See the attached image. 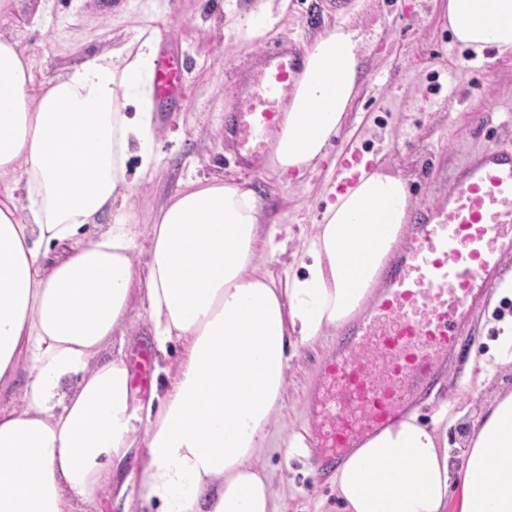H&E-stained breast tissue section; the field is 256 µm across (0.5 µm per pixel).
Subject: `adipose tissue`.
Returning a JSON list of instances; mask_svg holds the SVG:
<instances>
[{
  "instance_id": "obj_1",
  "label": "adipose tissue",
  "mask_w": 512,
  "mask_h": 512,
  "mask_svg": "<svg viewBox=\"0 0 512 512\" xmlns=\"http://www.w3.org/2000/svg\"><path fill=\"white\" fill-rule=\"evenodd\" d=\"M444 16L465 48L512 55V0H447ZM152 58L141 37L37 85L0 36V387L28 370L22 407L0 412V512H98L99 490L129 457L117 492L125 512H278L257 453L278 422L288 348L360 312L406 234L408 181L374 164L327 202L281 284L263 258L282 245L245 181L183 182L148 227L146 267L134 262L136 225L88 235L132 196L130 155L139 179L157 169ZM361 58L347 19L306 49L266 162L277 178L326 159ZM54 244L68 250L49 265ZM137 302L156 350L183 349L139 442L128 370L100 358ZM447 446L413 415L367 439L334 475L342 512H512V391L482 407L455 482Z\"/></svg>"
}]
</instances>
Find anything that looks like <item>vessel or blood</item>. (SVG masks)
<instances>
[{"instance_id": "1", "label": "vessel or blood", "mask_w": 512, "mask_h": 512, "mask_svg": "<svg viewBox=\"0 0 512 512\" xmlns=\"http://www.w3.org/2000/svg\"><path fill=\"white\" fill-rule=\"evenodd\" d=\"M172 43L152 62L154 111H185L189 87ZM295 42L280 37L234 76L237 106L224 117V146L245 171L261 164L278 132L283 104L301 74ZM363 160L352 147L332 184L344 189ZM512 252V149L469 152L433 204L418 207L402 251L386 269L367 312L337 336L308 403L311 465L328 473L350 449L437 398L449 364L471 342L501 254Z\"/></svg>"}]
</instances>
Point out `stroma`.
I'll return each instance as SVG.
<instances>
[{"label":"stroma","instance_id":"1","mask_svg":"<svg viewBox=\"0 0 512 512\" xmlns=\"http://www.w3.org/2000/svg\"><path fill=\"white\" fill-rule=\"evenodd\" d=\"M253 0H11L0 10V35L14 38L32 64L33 80L64 75L82 57L137 39L142 30L174 28L192 90L188 111L160 126L155 139L158 168L151 181L134 186L123 210L100 216L97 230L113 224H147L168 201L181 179L239 178L224 150V114L236 100L234 73L273 38L288 36L310 45L327 27L351 19L363 41V73L348 121L334 138L326 160L292 183L266 170L250 175L277 239L295 249L319 219L328 199L330 173L350 144L409 181L415 204L437 200L463 151L477 144L512 149V56L485 52L473 59L456 43L443 16L442 0H284L250 38L246 25ZM512 317V300L483 307L473 319L476 333L466 360L449 365L437 402L418 407L423 423L437 418L451 391L462 399L448 430L452 469H459L467 437L482 404L512 391V365L481 380L467 369L496 335L495 324ZM146 312L134 305L123 334L104 349L106 359L132 365L148 358L150 394H164L175 374L179 351L162 356L153 345ZM331 334L298 346L289 363L281 417L290 431L308 435V397L317 369L331 347ZM304 448H289L271 428L260 463L281 512H340L328 477H316Z\"/></svg>","mask_w":512,"mask_h":512}]
</instances>
